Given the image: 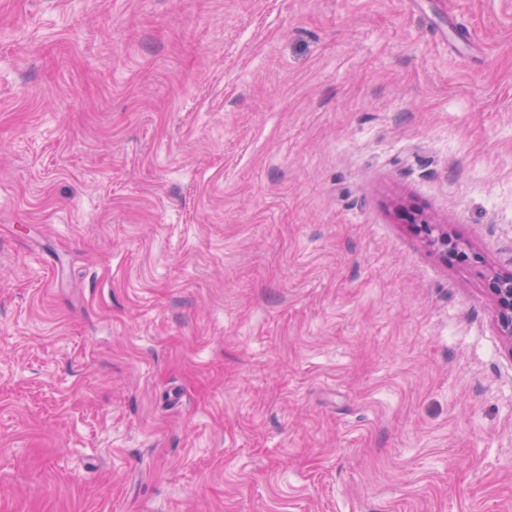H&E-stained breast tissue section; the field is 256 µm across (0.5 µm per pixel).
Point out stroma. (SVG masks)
Here are the masks:
<instances>
[{"label":"stroma","instance_id":"35a3bbf8","mask_svg":"<svg viewBox=\"0 0 512 512\" xmlns=\"http://www.w3.org/2000/svg\"><path fill=\"white\" fill-rule=\"evenodd\" d=\"M495 275L512 0H0V512H512Z\"/></svg>","mask_w":512,"mask_h":512}]
</instances>
